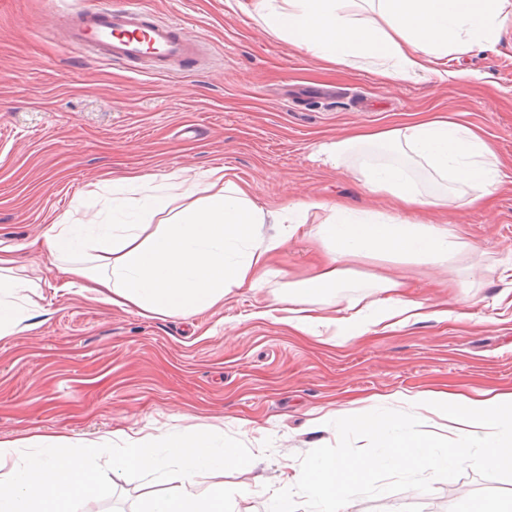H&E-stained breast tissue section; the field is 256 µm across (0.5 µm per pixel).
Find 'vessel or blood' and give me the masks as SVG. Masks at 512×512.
<instances>
[{
  "label": "vessel or blood",
  "instance_id": "1",
  "mask_svg": "<svg viewBox=\"0 0 512 512\" xmlns=\"http://www.w3.org/2000/svg\"><path fill=\"white\" fill-rule=\"evenodd\" d=\"M59 30L70 48L115 64L167 67L202 59L199 40L146 9L77 8L64 12Z\"/></svg>",
  "mask_w": 512,
  "mask_h": 512
}]
</instances>
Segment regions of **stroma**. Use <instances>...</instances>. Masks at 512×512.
<instances>
[{
	"instance_id": "stroma-1",
	"label": "stroma",
	"mask_w": 512,
	"mask_h": 512,
	"mask_svg": "<svg viewBox=\"0 0 512 512\" xmlns=\"http://www.w3.org/2000/svg\"><path fill=\"white\" fill-rule=\"evenodd\" d=\"M103 2L180 21L202 43L204 60L169 70L95 60L47 32L57 0H0V248H16L18 276L38 283L26 298L41 321L0 340V440L207 431L262 459L257 469L225 472L231 512H269L283 465L373 451L369 432L318 427L324 414L360 416L380 396L384 412L406 416L426 436L444 420L394 394L512 391V17L493 49L448 58L447 78L391 82L368 65L333 67L271 33L251 0ZM412 112L479 127L504 187L488 210L451 204L410 213L467 242L448 266L364 258L353 265L354 285L316 305L326 316L360 309L377 297L366 277L381 274L411 284L433 309L467 308L471 320L432 318L330 344L255 317L282 307L289 282L316 273L324 247L313 224L286 239L263 287L192 316L144 317L63 290L36 243L65 216L111 223L112 183L133 174L220 167L267 208L310 198L386 212L358 162L336 169L314 151ZM163 488L132 476L110 501L81 503L79 512H136ZM489 494L512 495V471L485 467L475 447L445 473L373 476L347 512H464Z\"/></svg>"
}]
</instances>
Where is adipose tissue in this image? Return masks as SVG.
Here are the masks:
<instances>
[{
	"mask_svg": "<svg viewBox=\"0 0 512 512\" xmlns=\"http://www.w3.org/2000/svg\"><path fill=\"white\" fill-rule=\"evenodd\" d=\"M505 0H377L371 13H356L357 0H253V10L268 29L339 68L364 60L389 81H409L432 73L448 55L465 56L493 45ZM399 151L404 164L379 162L362 168L363 181L385 194L391 212L374 215L344 204L328 206L299 200L270 210L256 205L247 183L210 169L205 181L173 174L167 183L135 200L115 197L112 209L135 208L138 220L113 225L111 233L87 236L82 225L61 220L43 234L48 254L62 261V274L78 281L91 300L137 310L145 317L193 315L222 306L235 291L264 283L283 244L265 237L263 224L287 225L296 233L316 222L317 236L330 249L322 267L308 278L288 284L290 309L282 321L303 336L318 327L335 326L336 334L355 339L371 332L430 318L432 310L406 286L376 275L382 296L350 315L325 317L315 298L348 287L351 263L364 257H387L435 265L451 262L462 244L447 225L405 220L407 212L455 202L490 207L501 187L497 157L481 131L470 124L419 116L400 125L363 131L323 142L318 155L338 167L362 149ZM419 165L449 184L446 194H425L411 173ZM460 186L476 188L473 196L457 194ZM160 232L147 234L155 217ZM18 260L0 253V340L31 330L32 313L15 295L25 280L14 277ZM406 403L458 426V439L445 445L438 436H416L402 418L375 412L356 419L347 414L321 417V425L370 430L379 446L366 458L317 455L296 474L310 506L318 512H347L349 495L379 470L441 472L469 457L466 446L478 438L483 462L512 469V391H431L406 396ZM88 444L65 436H33L0 441V512H75L80 499L111 500L119 480L137 473L159 476L169 488L145 498L138 512H227L225 471L252 468L255 456L224 445L207 432L188 438L154 437L119 432ZM111 452L109 469L97 459Z\"/></svg>",
	"mask_w": 512,
	"mask_h": 512,
	"instance_id": "obj_1",
	"label": "adipose tissue"
}]
</instances>
